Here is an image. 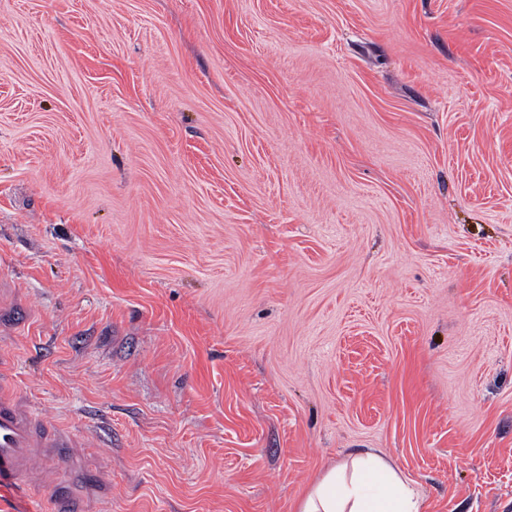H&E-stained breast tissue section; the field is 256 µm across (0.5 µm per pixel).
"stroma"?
<instances>
[{
  "label": "stroma",
  "mask_w": 512,
  "mask_h": 512,
  "mask_svg": "<svg viewBox=\"0 0 512 512\" xmlns=\"http://www.w3.org/2000/svg\"><path fill=\"white\" fill-rule=\"evenodd\" d=\"M0 277L94 512H512V0H0ZM414 489L380 454L367 451L331 466L296 512H421Z\"/></svg>",
  "instance_id": "obj_1"
}]
</instances>
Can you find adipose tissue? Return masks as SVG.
<instances>
[{
	"label": "adipose tissue",
	"mask_w": 512,
	"mask_h": 512,
	"mask_svg": "<svg viewBox=\"0 0 512 512\" xmlns=\"http://www.w3.org/2000/svg\"><path fill=\"white\" fill-rule=\"evenodd\" d=\"M414 489L380 454L367 451L331 466L297 512H421Z\"/></svg>",
	"instance_id": "adipose-tissue-1"
}]
</instances>
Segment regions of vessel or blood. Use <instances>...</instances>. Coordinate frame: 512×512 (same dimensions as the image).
<instances>
[{
    "instance_id": "obj_1",
    "label": "vessel or blood",
    "mask_w": 512,
    "mask_h": 512,
    "mask_svg": "<svg viewBox=\"0 0 512 512\" xmlns=\"http://www.w3.org/2000/svg\"><path fill=\"white\" fill-rule=\"evenodd\" d=\"M28 319L25 305L0 306V335L16 334ZM82 439L34 408L14 372L12 359L0 352V480L27 491L40 484L51 489L55 512H86V501L71 486L79 474L86 488L102 492L106 479L84 468Z\"/></svg>"
}]
</instances>
